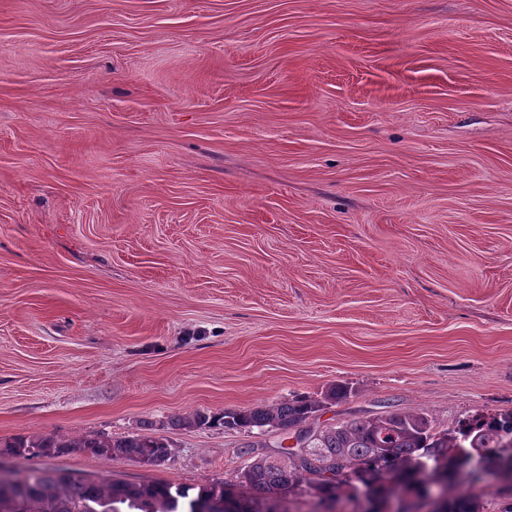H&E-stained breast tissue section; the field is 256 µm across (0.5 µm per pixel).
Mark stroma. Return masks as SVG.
Returning a JSON list of instances; mask_svg holds the SVG:
<instances>
[{
  "label": "stroma",
  "instance_id": "1",
  "mask_svg": "<svg viewBox=\"0 0 512 512\" xmlns=\"http://www.w3.org/2000/svg\"><path fill=\"white\" fill-rule=\"evenodd\" d=\"M339 384L512 410V0H0V438L200 487L292 440L171 419Z\"/></svg>",
  "mask_w": 512,
  "mask_h": 512
}]
</instances>
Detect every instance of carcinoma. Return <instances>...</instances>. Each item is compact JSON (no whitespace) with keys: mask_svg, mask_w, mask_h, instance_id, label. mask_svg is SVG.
Wrapping results in <instances>:
<instances>
[{"mask_svg":"<svg viewBox=\"0 0 512 512\" xmlns=\"http://www.w3.org/2000/svg\"><path fill=\"white\" fill-rule=\"evenodd\" d=\"M320 407L317 400L294 397L272 406L172 419L174 427L221 426L249 434L276 428L299 432L308 442L307 450L286 460L254 457L233 483L196 489L33 465L0 468V512H285L283 499L303 485L325 507L341 498L382 503L416 492L430 500L428 512H480V495L473 490L490 477L512 480V411L477 414L446 431L436 430L425 413L390 411L312 428L307 421ZM74 452L149 466L170 456L169 443L153 433L151 422L139 433L112 437L0 439V459Z\"/></svg>","mask_w":512,"mask_h":512,"instance_id":"1","label":"carcinoma"}]
</instances>
